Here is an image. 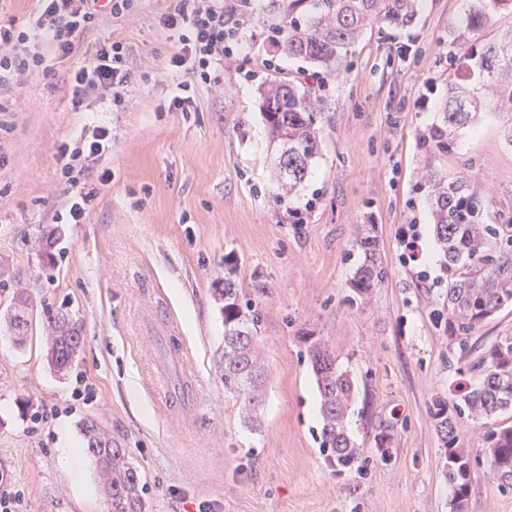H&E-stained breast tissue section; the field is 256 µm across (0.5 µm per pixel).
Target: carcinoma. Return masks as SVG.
Masks as SVG:
<instances>
[{
  "label": "carcinoma",
  "instance_id": "cac0c4a2",
  "mask_svg": "<svg viewBox=\"0 0 512 512\" xmlns=\"http://www.w3.org/2000/svg\"><path fill=\"white\" fill-rule=\"evenodd\" d=\"M420 0H311V11L303 19L288 17L279 27V51L333 71L345 59L364 30L373 25L407 27L418 16ZM512 13V0H471L457 26L452 44L471 60L464 73L448 81V91L436 122L422 135L426 161L423 179L429 188L434 231L448 271V317L466 331L497 310L512 305V234L484 221L481 192L464 176L449 179L435 167L437 155L448 153L453 137L473 126L477 114L494 111L512 114V31L497 40L478 44L477 36L503 13ZM262 106L272 141L279 145L281 191L292 195L309 173L319 154L320 110L317 95L291 83L271 82L260 90ZM364 262L355 287L366 293L386 275L375 240L359 241ZM468 267L463 272L461 268ZM224 301V391L239 404L253 410L261 403L264 366L256 348L258 313L242 302L231 282L219 290ZM32 319L15 314L9 325L13 340L23 346ZM49 329L51 365L67 373L80 352L83 337L69 315L50 309L43 312ZM308 354L320 393L321 447L342 468L354 465L360 449L348 435L346 418L354 393V381L338 369L331 353L316 341ZM480 384L453 404L473 420L512 411V341H504L490 353ZM434 417L445 448L448 484L453 489V512H466L471 488L472 460L457 447L458 428L447 415V405L436 403ZM84 453L103 475L102 490L109 512H145L144 486L137 467L125 449L94 422L83 426ZM483 454L488 469L503 487H512V426L493 431Z\"/></svg>",
  "mask_w": 512,
  "mask_h": 512
}]
</instances>
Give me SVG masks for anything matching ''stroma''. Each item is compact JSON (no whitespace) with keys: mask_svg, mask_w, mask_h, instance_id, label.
Returning <instances> with one entry per match:
<instances>
[{"mask_svg":"<svg viewBox=\"0 0 512 512\" xmlns=\"http://www.w3.org/2000/svg\"><path fill=\"white\" fill-rule=\"evenodd\" d=\"M288 3L255 0L235 62L215 70L223 92L195 87L189 113L167 109L168 0H136L133 18L104 19L69 65L0 88V476L23 491L25 512H108L91 459L77 478L60 463V425L80 447L87 421L125 448L146 512H452L432 406L473 388L476 364L512 339V306L465 332L449 321L421 178L419 134L438 116L469 2L424 0L415 24L365 31L334 73L273 47ZM108 38L136 63L128 98L73 109L59 88L66 68ZM274 80L309 87L324 104L320 153L286 199L260 98ZM511 124L480 113L436 160L480 189L490 224L512 222ZM95 125L112 130L97 164L112 179L86 178L95 197L82 223H54L67 204L57 148ZM411 234L425 264L409 258ZM366 236L387 275L361 294L353 283ZM228 281L259 314L264 402L250 417L224 390L216 290ZM20 296L34 313L22 348L8 328ZM46 307L81 326L82 350L64 376L47 362ZM311 338L356 382L347 430L361 456L349 470L321 447ZM170 348L195 368L189 418L164 405L151 377ZM80 376L95 389L87 403L72 397ZM43 402L60 414L36 429L30 418ZM455 421L459 447L475 457L512 412ZM471 479L468 512H512V488L486 466H473Z\"/></svg>","mask_w":512,"mask_h":512,"instance_id":"stroma-1","label":"stroma"}]
</instances>
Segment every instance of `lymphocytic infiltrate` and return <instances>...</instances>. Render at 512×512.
<instances>
[{"instance_id": "f902f5d3", "label": "lymphocytic infiltrate", "mask_w": 512, "mask_h": 512, "mask_svg": "<svg viewBox=\"0 0 512 512\" xmlns=\"http://www.w3.org/2000/svg\"><path fill=\"white\" fill-rule=\"evenodd\" d=\"M133 11L134 0H36L25 25L0 26V85L26 70L52 72L55 64L76 55L80 37L94 30L104 16L127 20ZM161 24L170 44L172 74L177 79L168 108L188 112L194 104L192 81L215 85L211 72L233 59L231 43L244 21L225 12L224 0H171ZM133 76L125 43H100L91 61L69 73L72 105L81 107L85 99L103 93L110 94L114 105H122ZM111 142V129L96 125L79 142L59 146L68 203L56 214V223L78 224L83 220L94 198L93 193L82 191L83 176L94 172L101 184L111 181V171L95 169Z\"/></svg>"}]
</instances>
